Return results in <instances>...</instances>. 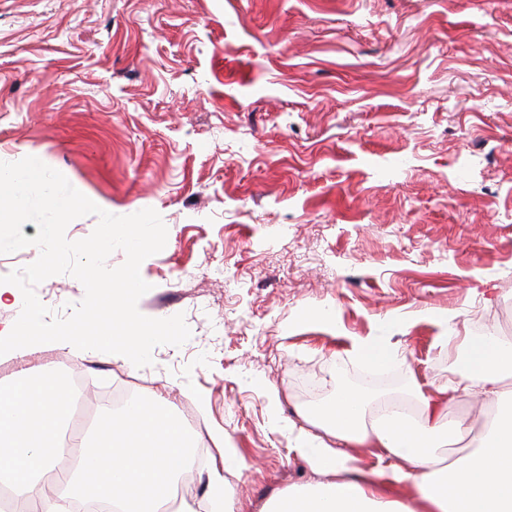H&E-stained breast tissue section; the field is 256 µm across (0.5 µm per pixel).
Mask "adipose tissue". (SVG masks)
<instances>
[{
	"mask_svg": "<svg viewBox=\"0 0 512 512\" xmlns=\"http://www.w3.org/2000/svg\"><path fill=\"white\" fill-rule=\"evenodd\" d=\"M475 396L490 409L484 429L469 454L447 459L442 435L462 430L448 408ZM411 397L413 409L394 406L377 416L361 392L345 388L330 403L301 410L306 426L292 450L321 479L263 512H512V342L492 332L471 338L438 396L417 386ZM353 447L371 449L374 464L354 468ZM405 481L413 495L396 497Z\"/></svg>",
	"mask_w": 512,
	"mask_h": 512,
	"instance_id": "ef3b65f1",
	"label": "adipose tissue"
}]
</instances>
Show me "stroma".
I'll return each instance as SVG.
<instances>
[{
    "label": "stroma",
    "instance_id": "35a3bbf8",
    "mask_svg": "<svg viewBox=\"0 0 512 512\" xmlns=\"http://www.w3.org/2000/svg\"><path fill=\"white\" fill-rule=\"evenodd\" d=\"M34 156L120 216L167 227L146 258L150 318L184 315L151 365L66 342L0 355L87 378L94 413L131 387L194 413L246 466L226 512L315 479L290 451L306 404L409 395L455 375L460 336L512 337V0H0V161ZM405 355L366 379L303 312ZM429 318L434 320L441 328L440 336L435 338V346L440 351H447L451 340L456 337L454 336L457 333L456 316L447 313H431Z\"/></svg>",
    "mask_w": 512,
    "mask_h": 512
}]
</instances>
